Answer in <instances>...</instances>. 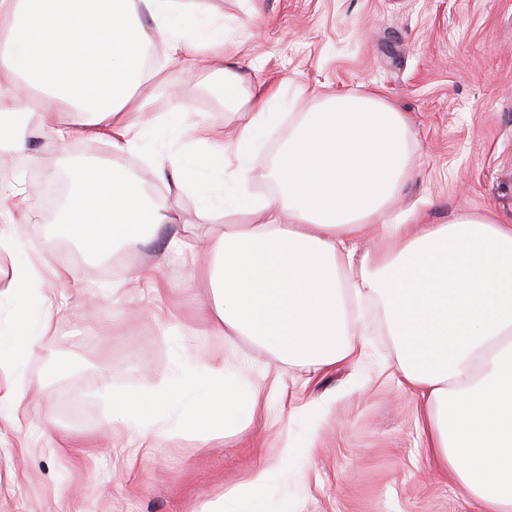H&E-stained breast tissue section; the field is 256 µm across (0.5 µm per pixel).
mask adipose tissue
<instances>
[{"mask_svg": "<svg viewBox=\"0 0 512 512\" xmlns=\"http://www.w3.org/2000/svg\"><path fill=\"white\" fill-rule=\"evenodd\" d=\"M156 38L183 64L203 52L221 60L224 106L244 113L234 140H204L209 166L236 161L231 189L205 200L229 219L205 240L211 264L195 270L209 290V335L228 345L246 336L325 373L362 357L352 309L378 303L429 466L474 512H512V224L464 210L445 224L391 215L407 172L405 113L377 96H326L274 166L257 171L248 150L267 135L282 92L253 87L237 63H224V24L199 0H0V150L27 153L37 130L61 143L105 140L108 158L72 163L58 224L95 252L135 251L161 232L163 251L186 254L176 214L118 164L144 150L129 116L147 106L136 89ZM39 94L53 108L32 110ZM257 181L272 194L252 196ZM372 224L383 246L359 252ZM41 282L40 263L26 257L0 290L15 304L0 326V370L17 367L44 333L54 303L39 296ZM273 392L241 364L190 361L149 392L114 394L112 419L146 442L170 419L207 441L250 429ZM300 456L283 445L276 463L201 512H284L276 485Z\"/></svg>", "mask_w": 512, "mask_h": 512, "instance_id": "obj_1", "label": "adipose tissue"}]
</instances>
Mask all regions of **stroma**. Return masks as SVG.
Instances as JSON below:
<instances>
[{
    "label": "stroma",
    "instance_id": "stroma-1",
    "mask_svg": "<svg viewBox=\"0 0 512 512\" xmlns=\"http://www.w3.org/2000/svg\"><path fill=\"white\" fill-rule=\"evenodd\" d=\"M224 20V37L254 83L281 87L287 102L269 135L251 153L270 168L289 133L319 94L378 95L410 118L412 176L400 209L419 223L444 224L458 210L493 211L512 219V0H203ZM139 88L150 104L137 116L147 150L163 159L202 157L205 146L170 110L179 88L193 120L226 138L241 123L225 110L209 73L168 59L160 42ZM107 155L94 141L55 143L42 137L30 155L0 154L17 188L69 180L64 155ZM124 169L180 221L221 234V212L204 211L191 188L174 190L145 155L125 156ZM32 258L44 261L59 312L13 375L0 374V396L27 389L21 409L0 411V512H199L244 482L258 458L248 437L202 441L166 428L152 442L112 426V392L169 380L189 360H224V340L204 333L203 291L187 287L193 268L170 257L162 274L171 294L157 306L137 271L154 263L150 245L95 257L58 233L44 197L33 213L9 202ZM72 269L74 278H56ZM367 349L361 362L304 380V368L241 337L236 356L250 374L278 379L284 393L266 408L268 461L285 441L312 451L301 474L276 486L290 512H471L452 483L431 473L415 400L392 374L395 351L379 311L364 307ZM326 404L321 426L305 406Z\"/></svg>",
    "mask_w": 512,
    "mask_h": 512
}]
</instances>
